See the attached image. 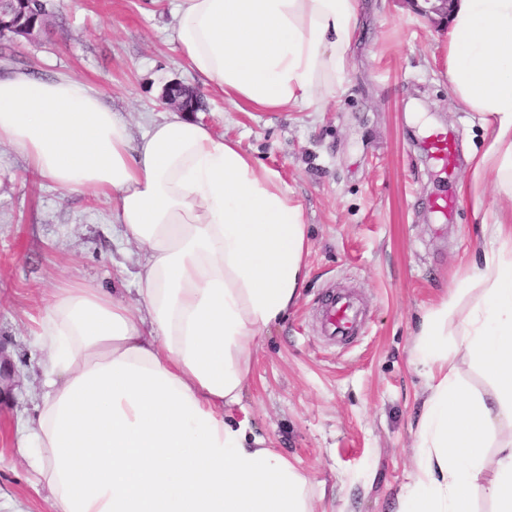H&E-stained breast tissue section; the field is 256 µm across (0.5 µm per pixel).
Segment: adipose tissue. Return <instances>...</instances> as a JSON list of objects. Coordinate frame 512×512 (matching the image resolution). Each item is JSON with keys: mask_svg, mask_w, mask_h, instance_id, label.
<instances>
[{"mask_svg": "<svg viewBox=\"0 0 512 512\" xmlns=\"http://www.w3.org/2000/svg\"><path fill=\"white\" fill-rule=\"evenodd\" d=\"M173 41L199 84L236 108L324 111L360 31L359 0H176ZM448 96L491 131L472 160L512 203V0H454ZM33 175L112 200L137 247L135 302L83 282L57 288L33 334L46 351L37 417L19 450L53 512H315L310 478L252 425L243 392L259 336L296 304L308 232L280 172L204 119L145 130L69 77L0 78V145ZM480 251V293L427 309L410 363L426 379L412 481L397 512H512V223ZM468 360L491 383L460 382Z\"/></svg>", "mask_w": 512, "mask_h": 512, "instance_id": "1", "label": "adipose tissue"}]
</instances>
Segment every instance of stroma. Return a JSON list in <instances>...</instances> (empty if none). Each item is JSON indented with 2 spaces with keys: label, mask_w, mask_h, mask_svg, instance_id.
Returning <instances> with one entry per match:
<instances>
[{
  "label": "stroma",
  "mask_w": 512,
  "mask_h": 512,
  "mask_svg": "<svg viewBox=\"0 0 512 512\" xmlns=\"http://www.w3.org/2000/svg\"><path fill=\"white\" fill-rule=\"evenodd\" d=\"M44 28L0 43V75L69 76L95 86L140 126L166 111L170 87H197L171 39L168 0H51ZM348 74L324 112L241 111L202 90L198 113L278 169L308 226V277L297 305L258 340L243 393L256 432L312 481L316 512H395L414 471V432L425 379L409 364L419 316L466 287L474 245L496 248L506 199L494 171L472 189L470 159L490 144L481 116L448 100L439 47L448 20L411 0H360ZM448 133L461 160L444 173L420 143ZM21 154L0 147V357L15 385L0 398V512H50L18 452L33 418L45 356L31 320L71 280L112 285V264L134 246L111 224L112 202L27 178ZM459 200L434 213L440 190ZM350 293L364 329L346 344L321 332L328 294Z\"/></svg>",
  "instance_id": "35a3bbf8"
}]
</instances>
